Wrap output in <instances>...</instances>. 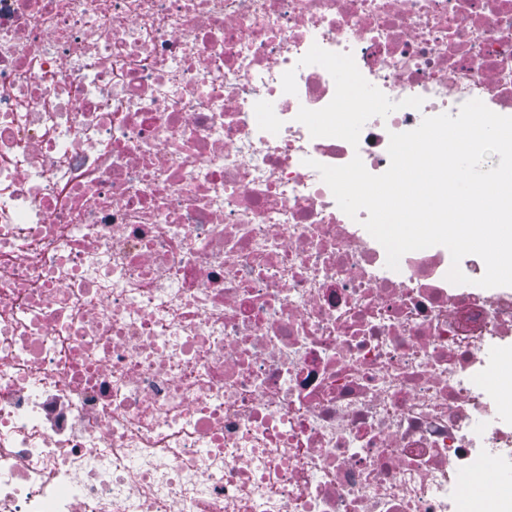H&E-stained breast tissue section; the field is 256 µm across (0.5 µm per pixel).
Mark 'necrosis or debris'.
I'll return each mask as SVG.
<instances>
[{
	"label": "necrosis or debris",
	"mask_w": 512,
	"mask_h": 512,
	"mask_svg": "<svg viewBox=\"0 0 512 512\" xmlns=\"http://www.w3.org/2000/svg\"><path fill=\"white\" fill-rule=\"evenodd\" d=\"M315 44L421 109L311 137ZM472 99L512 116V0H0V512H461L512 289L387 268L314 165Z\"/></svg>",
	"instance_id": "obj_1"
}]
</instances>
